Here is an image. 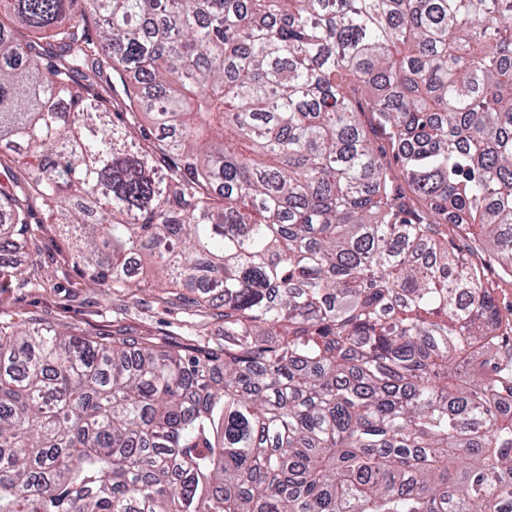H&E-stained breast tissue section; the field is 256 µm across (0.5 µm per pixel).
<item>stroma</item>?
I'll use <instances>...</instances> for the list:
<instances>
[{
  "mask_svg": "<svg viewBox=\"0 0 512 512\" xmlns=\"http://www.w3.org/2000/svg\"><path fill=\"white\" fill-rule=\"evenodd\" d=\"M33 230L39 253L16 251L10 255L31 283L25 288L0 290V317L17 318L34 312L51 322L105 335L121 328L159 341L185 337L179 311L149 294L140 295L135 303L102 296L75 270L68 248L53 225L37 224Z\"/></svg>",
  "mask_w": 512,
  "mask_h": 512,
  "instance_id": "obj_1",
  "label": "stroma"
}]
</instances>
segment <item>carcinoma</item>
Returning a JSON list of instances; mask_svg holds the SVG:
<instances>
[{"label": "carcinoma", "mask_w": 512, "mask_h": 512, "mask_svg": "<svg viewBox=\"0 0 512 512\" xmlns=\"http://www.w3.org/2000/svg\"><path fill=\"white\" fill-rule=\"evenodd\" d=\"M0 146V251L43 209L193 308L0 317V512H512V325L439 230L512 275V0H0Z\"/></svg>", "instance_id": "obj_1"}]
</instances>
